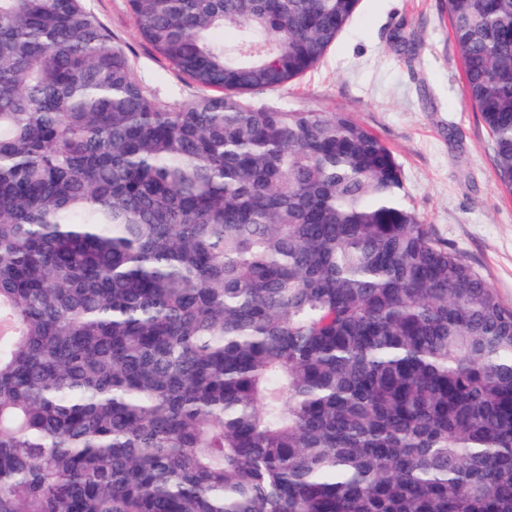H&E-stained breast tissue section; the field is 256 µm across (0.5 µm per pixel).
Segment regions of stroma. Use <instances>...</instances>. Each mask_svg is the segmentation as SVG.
<instances>
[{
	"mask_svg": "<svg viewBox=\"0 0 512 512\" xmlns=\"http://www.w3.org/2000/svg\"><path fill=\"white\" fill-rule=\"evenodd\" d=\"M162 105L197 87L139 35L129 0H84ZM447 0H360L323 62L259 104L349 112L393 152L406 203L512 305V193L502 188L491 139L465 100Z\"/></svg>",
	"mask_w": 512,
	"mask_h": 512,
	"instance_id": "35a3bbf8",
	"label": "stroma"
}]
</instances>
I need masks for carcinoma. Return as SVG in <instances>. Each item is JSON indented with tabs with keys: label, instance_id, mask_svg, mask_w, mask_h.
<instances>
[{
	"label": "carcinoma",
	"instance_id": "carcinoma-1",
	"mask_svg": "<svg viewBox=\"0 0 512 512\" xmlns=\"http://www.w3.org/2000/svg\"><path fill=\"white\" fill-rule=\"evenodd\" d=\"M360 0H0V512H512V306L345 112ZM512 192V0H448ZM83 4L125 50L136 78L158 102L174 106L198 95V88L140 37L129 0H84Z\"/></svg>",
	"mask_w": 512,
	"mask_h": 512
}]
</instances>
